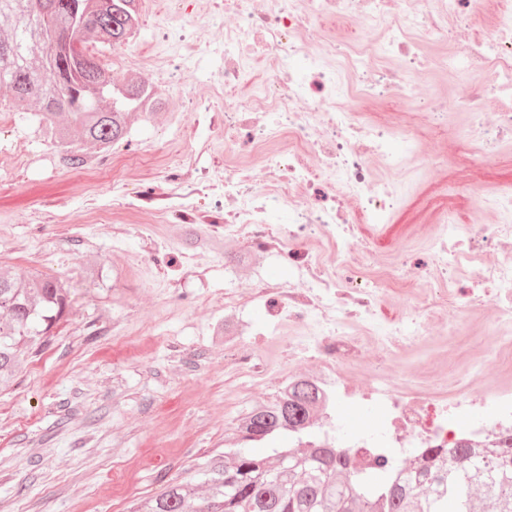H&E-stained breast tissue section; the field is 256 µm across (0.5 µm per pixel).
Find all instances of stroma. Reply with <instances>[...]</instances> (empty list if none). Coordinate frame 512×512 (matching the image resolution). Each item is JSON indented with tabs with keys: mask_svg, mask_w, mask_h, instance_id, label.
<instances>
[{
	"mask_svg": "<svg viewBox=\"0 0 512 512\" xmlns=\"http://www.w3.org/2000/svg\"><path fill=\"white\" fill-rule=\"evenodd\" d=\"M155 8L139 0L140 25L124 46H93L114 81L151 80L135 61L161 51L159 30L171 19ZM216 64L170 58L176 82L160 104L130 113L125 137L91 151L88 167L63 162L36 112L0 107V270L37 272L70 290L53 343L0 393V512H129L223 450L250 408L275 397L273 384H246L224 357V339L264 334L260 353L284 363L283 343L267 337L272 308L256 292L263 279H287V261L209 233L224 215L204 195L190 221L141 231L157 210L184 202L183 189L162 181L175 160L190 158L203 174L224 169L216 113L184 109L189 97L217 102ZM509 185L512 142L478 171L459 162L448 187L414 181L376 234L378 252L397 253L432 212L469 209L477 194ZM245 290L252 302L225 307L224 293ZM485 333L461 319L454 336L410 361L382 360L367 346L348 386L363 390L382 362L398 381L415 367L433 392L447 376L440 356L464 373Z\"/></svg>",
	"mask_w": 512,
	"mask_h": 512,
	"instance_id": "obj_1",
	"label": "stroma"
}]
</instances>
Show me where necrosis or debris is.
<instances>
[{"label": "necrosis or debris", "mask_w": 512, "mask_h": 512, "mask_svg": "<svg viewBox=\"0 0 512 512\" xmlns=\"http://www.w3.org/2000/svg\"><path fill=\"white\" fill-rule=\"evenodd\" d=\"M159 0L184 23L162 39L185 59L218 55L224 146L246 143L254 165L225 162V237L288 258L287 281H264L286 329L288 364L313 360L326 424L351 394L348 372L367 344L384 355L421 351L430 331L451 335L457 310L490 314L469 379L449 377L424 398L419 378L393 386L376 374L361 398L370 433L337 437L365 466L386 459L393 476L413 448H496L512 434V188L478 194L465 214L448 210L413 235L403 258L369 247L405 196L406 175L448 180V146L487 163L512 138V0ZM224 22L215 44L207 22ZM257 77L255 91L240 89ZM403 103L386 119L382 107ZM467 114L454 126L451 111ZM384 169L386 177L376 176ZM417 292L400 319L379 308L391 286ZM498 383L475 397L484 364Z\"/></svg>", "instance_id": "obj_1"}]
</instances>
